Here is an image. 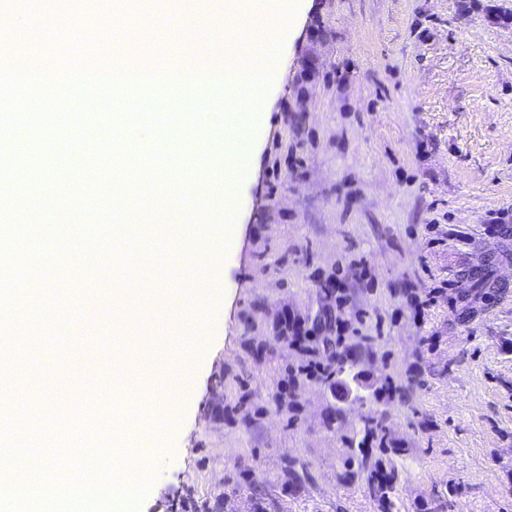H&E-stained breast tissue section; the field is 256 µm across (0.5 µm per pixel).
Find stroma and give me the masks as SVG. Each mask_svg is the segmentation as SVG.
<instances>
[{"instance_id": "obj_1", "label": "stroma", "mask_w": 512, "mask_h": 512, "mask_svg": "<svg viewBox=\"0 0 512 512\" xmlns=\"http://www.w3.org/2000/svg\"><path fill=\"white\" fill-rule=\"evenodd\" d=\"M271 25L285 75L235 212L215 216L212 324L138 512H512V0H312ZM5 52L50 68L57 48L23 31ZM35 134L5 147H33L39 177L67 134ZM484 259L492 285L467 295L460 276ZM113 265L46 315L59 341L29 327L36 359L13 366L31 415L111 411L92 388L124 344ZM328 315L359 330L329 353ZM285 326L302 346L277 339ZM308 360L355 394L292 379Z\"/></svg>"}]
</instances>
